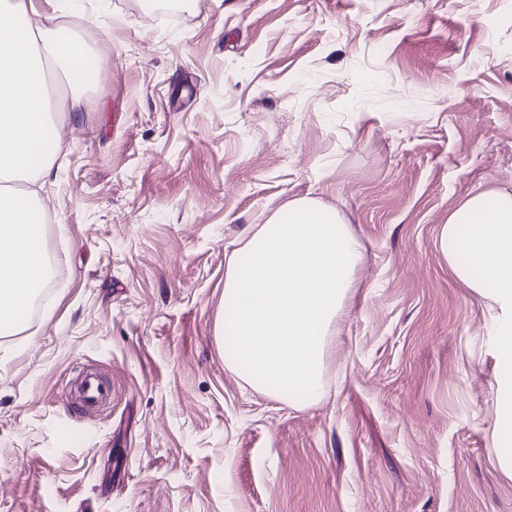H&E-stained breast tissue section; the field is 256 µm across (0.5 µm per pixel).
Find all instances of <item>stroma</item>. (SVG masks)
<instances>
[{
  "mask_svg": "<svg viewBox=\"0 0 512 512\" xmlns=\"http://www.w3.org/2000/svg\"><path fill=\"white\" fill-rule=\"evenodd\" d=\"M182 2L39 0L107 67L41 194L64 274L0 335V512H512V361L439 247L512 184V0ZM298 198L365 252L310 405L219 339L229 257ZM109 385L94 374L86 375L81 382V400L83 408H90L105 402L110 396Z\"/></svg>",
  "mask_w": 512,
  "mask_h": 512,
  "instance_id": "35a3bbf8",
  "label": "stroma"
}]
</instances>
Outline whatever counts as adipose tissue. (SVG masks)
Here are the masks:
<instances>
[{
    "mask_svg": "<svg viewBox=\"0 0 512 512\" xmlns=\"http://www.w3.org/2000/svg\"><path fill=\"white\" fill-rule=\"evenodd\" d=\"M84 45L53 35L38 0H0V334L13 327L51 281L31 222L50 174L61 122L49 98L56 83L96 84ZM457 279L485 298L502 353L512 354V187L466 197L440 235ZM224 278L221 340L230 367L262 392L312 402L325 393L331 336L337 334L363 260L348 224L308 199L260 225Z\"/></svg>",
    "mask_w": 512,
    "mask_h": 512,
    "instance_id": "ef3b65f1",
    "label": "adipose tissue"
}]
</instances>
